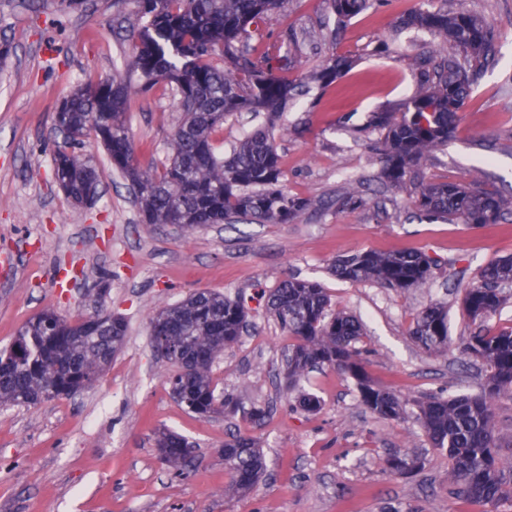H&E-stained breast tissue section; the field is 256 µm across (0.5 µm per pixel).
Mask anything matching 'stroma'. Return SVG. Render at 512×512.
<instances>
[{"label": "stroma", "instance_id": "1", "mask_svg": "<svg viewBox=\"0 0 512 512\" xmlns=\"http://www.w3.org/2000/svg\"><path fill=\"white\" fill-rule=\"evenodd\" d=\"M427 0H385L338 23L328 0H288L260 22L251 41L263 50L283 28L298 36L296 61L284 75L299 80L333 55L355 66L316 96H301L271 134L289 192L311 208L289 224H211L184 232L141 221L129 185L112 171L96 144L82 152L97 168L101 197L72 205L51 175L63 148L52 115L85 77L126 73L137 43L126 30L133 0H0V255L14 260L0 277V350L9 348L31 317L52 310L77 320L96 311L123 318L128 334L99 379L72 396L35 405L0 404V512H512L455 496L449 460L433 448L417 421L425 394L475 395L487 368L462 351L481 328H512V283L504 302L484 320L462 307L466 288L493 258L512 256V219L466 224L420 219L408 192L382 185L369 149L372 113L394 109L416 90L412 57L431 46L430 33L402 18ZM452 11L493 21L502 33L501 60L467 100L444 150L423 168L426 180L512 192V0H448ZM172 91L161 83L136 97L128 128L142 168L159 167L166 141L180 122ZM358 189L364 205L341 209L337 199ZM368 250H414L435 259L429 279L399 291L383 284L337 279L336 257ZM320 282L331 312L356 316L364 334L356 347L366 375L407 402L403 419L371 413L355 381L326 368L298 388L285 384L282 356L292 337L266 308L286 277ZM194 290L240 300L250 331L213 365L216 396L233 395L242 410L200 418L171 395L170 366L152 347L151 319ZM439 304L448 311L446 349L426 352L411 335L417 314ZM321 401L316 412L298 404L300 392ZM263 406V422L243 417ZM171 430L191 442L196 462L176 473L159 456L156 438ZM256 438L264 478L229 499L231 479L222 449L229 435ZM394 453L414 456L420 469L388 471Z\"/></svg>", "mask_w": 512, "mask_h": 512}]
</instances>
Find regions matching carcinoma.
I'll use <instances>...</instances> for the list:
<instances>
[{
	"label": "carcinoma",
	"mask_w": 512,
	"mask_h": 512,
	"mask_svg": "<svg viewBox=\"0 0 512 512\" xmlns=\"http://www.w3.org/2000/svg\"><path fill=\"white\" fill-rule=\"evenodd\" d=\"M383 0H329L344 22ZM431 9H417L402 24L425 30L449 46L441 56L413 59L417 90L397 111L375 112L369 125L380 139L371 146L381 163V176L401 190L412 174L456 129L458 113L488 67L497 61L500 32L484 18L448 10V0ZM130 23L138 45L132 66L142 83L104 78L79 84L63 99L54 123L72 134V144L89 138L104 147L112 168L129 179L145 224H176L184 231L204 224H224L233 218L263 224H288L311 202L288 192L281 156L267 128L248 133L226 158L216 154L214 135L235 112H265L273 122L299 88L323 89L353 66L347 56H334L308 71L298 85L276 75L273 57L254 54L248 43L250 27L283 8L286 0H135ZM220 54L224 66L213 64ZM171 85L182 120L168 138L169 155L162 170L141 168L136 160L123 115L133 97L158 83ZM53 177L75 206L100 197L97 169L81 155L58 150L52 158ZM417 208L427 217L448 224H498L512 213V198L470 184L425 182L415 187ZM435 260L415 251H363L334 260L332 273L343 280H376L398 290L423 284ZM512 282V257L486 263L475 284L465 289L463 306L474 320L500 308L499 288ZM326 289L316 281L294 277L280 282L269 295L268 309L296 343L288 348V387L317 366L348 374L360 389L363 405L386 419H399L405 403L396 393L368 380L360 351L361 323L342 313L331 314ZM165 326L152 330L154 349L169 350L164 361L175 367L171 391L189 400L187 410L209 417L224 409L239 410L231 396L219 403L211 377L210 352L239 342L248 330L243 304L218 292L196 291L179 303L156 312ZM127 324L109 316L105 324L88 315L72 322L55 312L30 318L5 351L10 362L0 375V402L37 403V395L53 396L82 390L112 362V342L124 340ZM412 335L427 352L448 345V312L430 305L417 316ZM463 351L488 368L486 386L476 395L429 396L419 402V419L433 446L448 454L449 480L457 495L493 506L512 501V473L498 465L501 447L493 418V403L512 394V329L480 330ZM185 438L164 431L157 439L166 461L185 462ZM386 467L400 475L420 468L415 457L394 454ZM224 468L230 490L245 493L265 471L264 452L257 439L233 435L224 441Z\"/></svg>",
	"instance_id": "1"
}]
</instances>
